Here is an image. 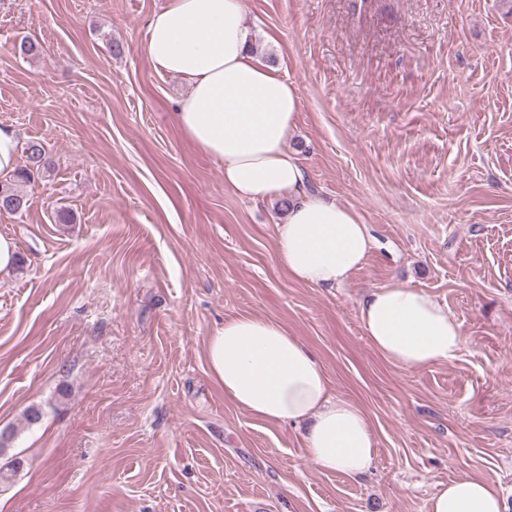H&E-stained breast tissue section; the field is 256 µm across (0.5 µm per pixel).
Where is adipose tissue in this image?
<instances>
[{"label": "adipose tissue", "mask_w": 512, "mask_h": 512, "mask_svg": "<svg viewBox=\"0 0 512 512\" xmlns=\"http://www.w3.org/2000/svg\"><path fill=\"white\" fill-rule=\"evenodd\" d=\"M145 52L158 73L188 81L173 122L223 163L225 187L243 200H287L276 227L279 265L303 283H348L371 250L368 226L350 207L308 190L287 145L297 86L255 58L242 0H164L148 21ZM359 318L374 348L409 369L451 362L462 347L447 306L404 283L369 291ZM206 358L234 405L260 420L302 425L308 455L322 469L355 475L371 466L376 440L365 413L331 395L316 354L277 320L225 319L207 339ZM427 512H504L503 495L491 480L464 476L440 486Z\"/></svg>", "instance_id": "obj_1"}]
</instances>
